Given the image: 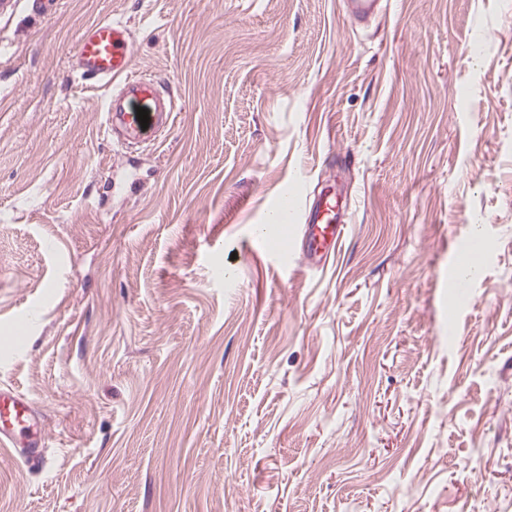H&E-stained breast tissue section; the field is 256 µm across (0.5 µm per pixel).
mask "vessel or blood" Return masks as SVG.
Segmentation results:
<instances>
[{
    "instance_id": "b4317fda",
    "label": "vessel or blood",
    "mask_w": 512,
    "mask_h": 512,
    "mask_svg": "<svg viewBox=\"0 0 512 512\" xmlns=\"http://www.w3.org/2000/svg\"><path fill=\"white\" fill-rule=\"evenodd\" d=\"M358 22H369L382 9V0H346ZM133 39L120 21L103 19L84 28L74 47V71L80 79L111 85L105 100L107 133L122 146L132 148L152 133L168 128L174 120V102L157 81L132 73ZM149 112L148 124H140L138 109ZM283 209L301 220L302 241L309 254L322 261L334 254L345 226L336 212L335 197L323 195L310 208L300 206L298 194L284 198ZM31 402L10 388L0 387V446L14 451L24 463L42 462L45 434L35 425Z\"/></svg>"
}]
</instances>
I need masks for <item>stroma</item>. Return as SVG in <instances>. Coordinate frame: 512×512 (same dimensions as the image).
I'll return each mask as SVG.
<instances>
[{
	"instance_id": "stroma-1",
	"label": "stroma",
	"mask_w": 512,
	"mask_h": 512,
	"mask_svg": "<svg viewBox=\"0 0 512 512\" xmlns=\"http://www.w3.org/2000/svg\"><path fill=\"white\" fill-rule=\"evenodd\" d=\"M108 16L176 103L134 152L71 71ZM289 187L325 265L262 250ZM6 385L0 512H512V0H0ZM383 0H347V8L358 22L367 23L382 9ZM284 212L297 214L301 220L302 241L309 254L318 262L326 261L335 253L345 226L338 218L335 196L321 195L310 209H301L299 194L292 193L288 197V189L283 200ZM31 402L11 388L0 387V446L10 448L26 464L41 463L45 434L35 427Z\"/></svg>"
}]
</instances>
